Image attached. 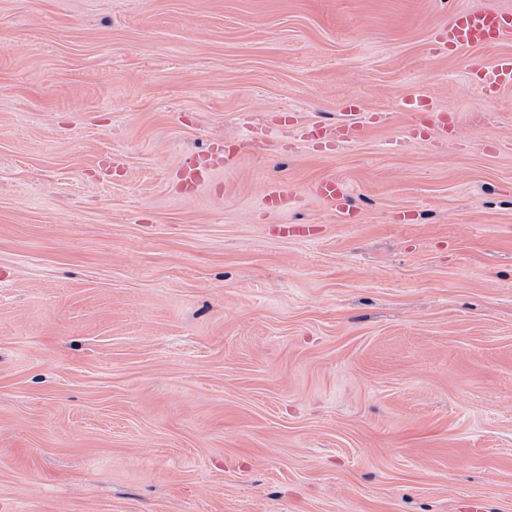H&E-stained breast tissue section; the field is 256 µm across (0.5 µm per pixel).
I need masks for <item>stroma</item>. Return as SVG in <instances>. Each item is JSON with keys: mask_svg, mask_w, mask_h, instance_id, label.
Segmentation results:
<instances>
[{"mask_svg": "<svg viewBox=\"0 0 512 512\" xmlns=\"http://www.w3.org/2000/svg\"><path fill=\"white\" fill-rule=\"evenodd\" d=\"M487 4L0 0V512H512V34L436 48ZM348 99L395 120L317 154ZM469 74L472 82L486 94L502 87H510L512 86V56L500 57L491 67H486L479 62H471ZM450 118L447 113L438 112L430 121L427 127V134L424 141L428 145L439 147L444 141L448 139V126ZM311 191L332 211L343 218L346 217L348 193L344 185L335 178L326 177L315 181L311 185Z\"/></svg>", "mask_w": 512, "mask_h": 512, "instance_id": "stroma-1", "label": "stroma"}]
</instances>
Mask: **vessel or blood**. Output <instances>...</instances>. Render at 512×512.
Wrapping results in <instances>:
<instances>
[{"instance_id":"b4317fda","label":"vessel or blood","mask_w":512,"mask_h":512,"mask_svg":"<svg viewBox=\"0 0 512 512\" xmlns=\"http://www.w3.org/2000/svg\"><path fill=\"white\" fill-rule=\"evenodd\" d=\"M512 32L511 8H473L455 13L439 31V41L449 52L460 53L476 47L494 45L503 35ZM472 82L483 92L491 93L512 86V56L500 57L490 67L473 62L469 65ZM448 114L433 116L425 136L428 145L440 146L448 138ZM364 129L361 113L353 103L344 106L343 119L333 126H315L306 138L314 142L323 154H334L338 147L354 141ZM312 192L332 211L343 215L347 212L348 193L343 184L326 177L315 181Z\"/></svg>"}]
</instances>
